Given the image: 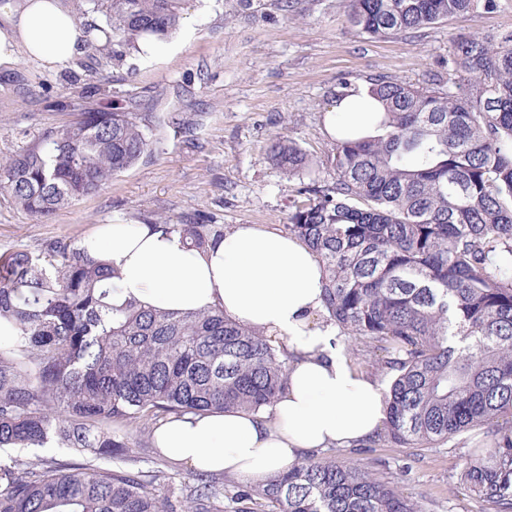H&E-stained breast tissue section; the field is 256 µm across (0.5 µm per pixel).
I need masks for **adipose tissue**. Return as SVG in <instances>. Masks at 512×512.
<instances>
[{"mask_svg":"<svg viewBox=\"0 0 512 512\" xmlns=\"http://www.w3.org/2000/svg\"><path fill=\"white\" fill-rule=\"evenodd\" d=\"M83 50L82 28L61 0H0V67L23 56L60 69ZM379 109L365 88H352L327 112L325 128L335 138L370 135ZM79 247L116 271L113 303L133 298L163 311L220 309L284 344L288 386L272 407L170 418L155 430L167 459L254 482L287 471L308 452L356 447L383 430L386 389L346 357L324 306L323 270L299 238L238 224L199 251L165 225L115 221L99 225Z\"/></svg>","mask_w":512,"mask_h":512,"instance_id":"adipose-tissue-1","label":"adipose tissue"}]
</instances>
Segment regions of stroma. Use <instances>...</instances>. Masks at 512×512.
Here are the masks:
<instances>
[{"label": "stroma", "mask_w": 512, "mask_h": 512, "mask_svg": "<svg viewBox=\"0 0 512 512\" xmlns=\"http://www.w3.org/2000/svg\"><path fill=\"white\" fill-rule=\"evenodd\" d=\"M344 0H301L296 17L264 15L236 0H185L181 28L148 56L98 66L81 55L49 70L19 57L0 68V162L35 148L78 121L107 87L148 115L153 149L112 183L37 218L0 191V254L40 255L54 241L78 243L100 224H185L198 216L231 227L288 222L296 179L269 145L284 136L314 159L332 144L324 115L341 82L388 76L415 85L454 87L445 66L456 34L496 41L512 31V0H495L417 32L367 39L346 21ZM407 448L380 441L337 448L338 460L392 476L405 496L436 502V512H489L463 494L457 475L477 441Z\"/></svg>", "instance_id": "1"}]
</instances>
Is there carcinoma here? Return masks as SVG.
Segmentation results:
<instances>
[{"instance_id": "obj_1", "label": "carcinoma", "mask_w": 512, "mask_h": 512, "mask_svg": "<svg viewBox=\"0 0 512 512\" xmlns=\"http://www.w3.org/2000/svg\"><path fill=\"white\" fill-rule=\"evenodd\" d=\"M85 42L106 64L180 27L183 0H72ZM369 38L426 28L479 0H345ZM456 90L386 76L369 93L376 135L336 139L335 181L300 182L286 233L323 267L325 308L394 375L382 438L433 446L482 435L458 475L492 512H512V32L453 39ZM103 106L0 163V189L35 217L91 194L153 147L150 127L100 90ZM289 177L307 154L273 146ZM193 248L224 237L201 219L171 224ZM114 271L67 243L0 255V448L55 441L80 460L0 459V512H427L355 463L310 458L252 486L198 477L174 486L160 460L136 466L112 424L270 407L288 385L281 345L222 310L112 305ZM159 487L169 488L161 498Z\"/></svg>"}]
</instances>
